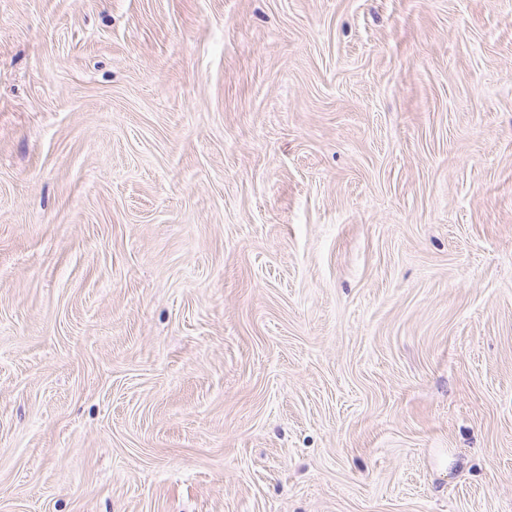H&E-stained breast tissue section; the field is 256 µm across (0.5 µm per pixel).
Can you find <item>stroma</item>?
Instances as JSON below:
<instances>
[{
  "instance_id": "stroma-1",
  "label": "stroma",
  "mask_w": 512,
  "mask_h": 512,
  "mask_svg": "<svg viewBox=\"0 0 512 512\" xmlns=\"http://www.w3.org/2000/svg\"><path fill=\"white\" fill-rule=\"evenodd\" d=\"M0 512H512V0H0Z\"/></svg>"
}]
</instances>
